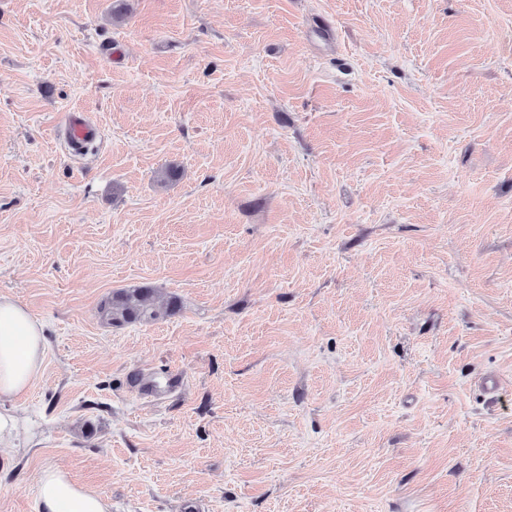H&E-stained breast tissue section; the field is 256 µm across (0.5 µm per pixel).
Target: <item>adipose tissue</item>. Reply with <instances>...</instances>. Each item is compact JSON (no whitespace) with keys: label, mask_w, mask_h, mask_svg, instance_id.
<instances>
[{"label":"adipose tissue","mask_w":512,"mask_h":512,"mask_svg":"<svg viewBox=\"0 0 512 512\" xmlns=\"http://www.w3.org/2000/svg\"><path fill=\"white\" fill-rule=\"evenodd\" d=\"M42 324L11 297L0 295V460L12 462L19 446L21 421L12 401L41 376L45 356ZM38 512H110L100 493L74 482L57 467L39 477Z\"/></svg>","instance_id":"ef3b65f1"}]
</instances>
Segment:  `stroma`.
Masks as SVG:
<instances>
[{"instance_id":"stroma-1","label":"stroma","mask_w":512,"mask_h":512,"mask_svg":"<svg viewBox=\"0 0 512 512\" xmlns=\"http://www.w3.org/2000/svg\"><path fill=\"white\" fill-rule=\"evenodd\" d=\"M0 294V512H512V0H0ZM98 135L97 128L74 114H70L64 122V138L68 147L73 151L84 149ZM149 288H133L115 291L101 308L103 315L115 326L156 320L159 313L153 306ZM42 324L29 310L0 295V460L11 463L18 449L21 421L10 404L41 376L45 356ZM38 512H110L100 493L74 482L57 467L45 468L39 477Z\"/></svg>"}]
</instances>
